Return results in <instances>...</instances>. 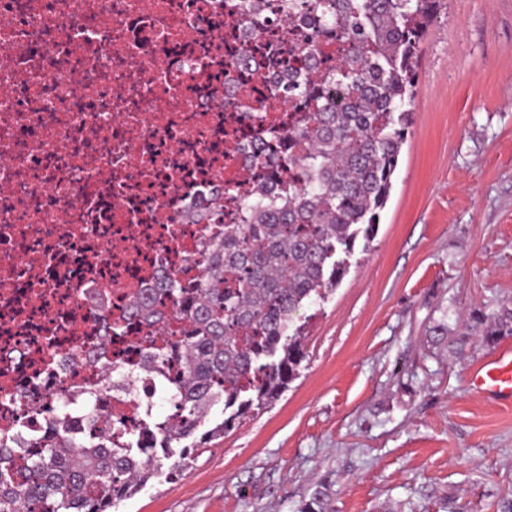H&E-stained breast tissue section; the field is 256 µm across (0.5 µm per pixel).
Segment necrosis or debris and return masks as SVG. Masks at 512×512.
<instances>
[{"mask_svg": "<svg viewBox=\"0 0 512 512\" xmlns=\"http://www.w3.org/2000/svg\"><path fill=\"white\" fill-rule=\"evenodd\" d=\"M284 0H0V444L33 447L136 346L140 394L102 405L142 428L155 393L146 328L103 342L137 292L185 267L207 233L241 221L251 161L280 118L293 36ZM279 53L275 69L239 65Z\"/></svg>", "mask_w": 512, "mask_h": 512, "instance_id": "obj_1", "label": "necrosis or debris"}]
</instances>
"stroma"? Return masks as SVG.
<instances>
[{
    "label": "stroma",
    "mask_w": 512,
    "mask_h": 512,
    "mask_svg": "<svg viewBox=\"0 0 512 512\" xmlns=\"http://www.w3.org/2000/svg\"><path fill=\"white\" fill-rule=\"evenodd\" d=\"M512 308V0H446L372 248L308 325L276 401L116 512H503L512 404L468 375Z\"/></svg>",
    "instance_id": "35a3bbf8"
}]
</instances>
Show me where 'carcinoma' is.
<instances>
[{"instance_id": "obj_1", "label": "carcinoma", "mask_w": 512, "mask_h": 512, "mask_svg": "<svg viewBox=\"0 0 512 512\" xmlns=\"http://www.w3.org/2000/svg\"><path fill=\"white\" fill-rule=\"evenodd\" d=\"M440 0H288V14L310 16L315 32L336 29L344 57L318 68L315 37L303 35L297 56L305 82L288 96L311 102L281 131L294 147L275 157L268 145L255 164L276 189L237 198L247 219L208 239L191 260L195 283L176 269L157 292L134 301L140 321L166 344L153 357L162 414L150 404L145 428L115 448L111 414L82 403L99 439L82 445L47 434L0 474V512H112L158 477L164 465L185 468L192 454L253 410L276 399L306 358L299 311L324 301L368 250L392 186L411 122L419 43ZM512 335V310L483 331L492 342ZM130 373H105L99 394L130 390Z\"/></svg>"}]
</instances>
